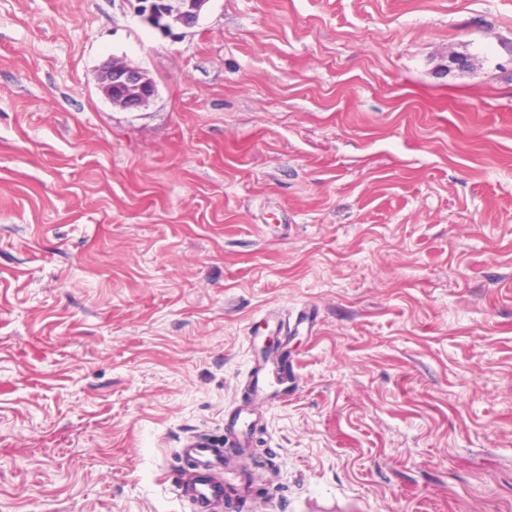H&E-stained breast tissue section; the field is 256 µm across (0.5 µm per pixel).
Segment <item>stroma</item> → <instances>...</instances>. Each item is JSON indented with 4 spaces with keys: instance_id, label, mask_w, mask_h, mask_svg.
Here are the masks:
<instances>
[{
    "instance_id": "stroma-1",
    "label": "stroma",
    "mask_w": 512,
    "mask_h": 512,
    "mask_svg": "<svg viewBox=\"0 0 512 512\" xmlns=\"http://www.w3.org/2000/svg\"><path fill=\"white\" fill-rule=\"evenodd\" d=\"M136 9L0 0V512H191L246 402L245 512H512V0ZM209 0H145L137 15L148 26L175 38L179 28H192ZM100 80L105 96L124 110L139 109L155 94V84L148 74L120 57H112L104 66ZM256 424L257 417L239 410L226 419L223 441L191 438L186 442L182 453L194 463L197 475L190 485L179 489L196 512L224 511V484L212 475L224 466V459L230 451L252 445L250 428Z\"/></svg>"
}]
</instances>
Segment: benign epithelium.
<instances>
[{"label": "benign epithelium", "mask_w": 512, "mask_h": 512, "mask_svg": "<svg viewBox=\"0 0 512 512\" xmlns=\"http://www.w3.org/2000/svg\"><path fill=\"white\" fill-rule=\"evenodd\" d=\"M209 0H144L137 15L148 26L167 37L179 28H192ZM101 88L105 96L124 110H137L155 94V84L148 74L120 57L104 66Z\"/></svg>", "instance_id": "benign-epithelium-1"}]
</instances>
